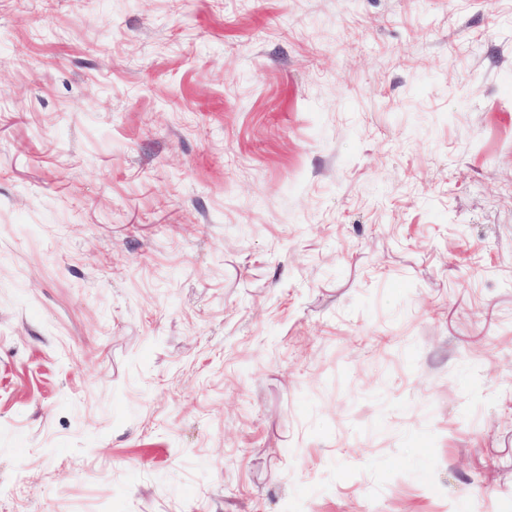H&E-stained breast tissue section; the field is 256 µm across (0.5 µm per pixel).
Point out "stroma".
Returning a JSON list of instances; mask_svg holds the SVG:
<instances>
[{
	"label": "stroma",
	"mask_w": 512,
	"mask_h": 512,
	"mask_svg": "<svg viewBox=\"0 0 512 512\" xmlns=\"http://www.w3.org/2000/svg\"><path fill=\"white\" fill-rule=\"evenodd\" d=\"M0 512H512V0H0Z\"/></svg>",
	"instance_id": "1"
}]
</instances>
